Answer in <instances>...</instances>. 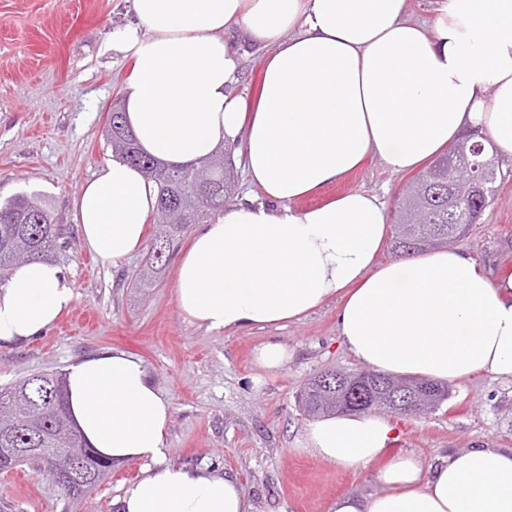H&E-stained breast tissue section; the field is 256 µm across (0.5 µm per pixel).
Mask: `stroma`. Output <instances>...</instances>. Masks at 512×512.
Listing matches in <instances>:
<instances>
[{
  "instance_id": "35a3bbf8",
  "label": "stroma",
  "mask_w": 512,
  "mask_h": 512,
  "mask_svg": "<svg viewBox=\"0 0 512 512\" xmlns=\"http://www.w3.org/2000/svg\"><path fill=\"white\" fill-rule=\"evenodd\" d=\"M132 17L131 0H0V204L22 192L47 202L64 230L53 260L75 294L45 335L0 346V387L122 349L143 360L171 403L169 461L234 476L251 512H329L338 496L383 493L376 478L382 461L351 470L303 448L309 419L298 405L300 391L320 372L361 369L340 341L335 302L283 327L211 332L176 304L177 257L146 288L135 272L149 249L117 268L86 249L73 200L112 157L105 122L132 61L108 38ZM499 169L493 203L457 243L492 275L512 269V158L500 159ZM407 179L370 156L294 206L313 209L353 190L390 206ZM272 338L287 345L290 359L266 371L255 352ZM392 424L390 457L408 453L429 464L452 448H512V381L478 375L452 383L440 409ZM146 469L141 460L114 465L95 492L75 499L25 464L0 472V512H118L116 499Z\"/></svg>"
}]
</instances>
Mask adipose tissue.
Here are the masks:
<instances>
[{
	"mask_svg": "<svg viewBox=\"0 0 512 512\" xmlns=\"http://www.w3.org/2000/svg\"><path fill=\"white\" fill-rule=\"evenodd\" d=\"M432 23L406 0H132L134 22L112 47L132 59L126 124L151 156L186 165L245 143L256 194L203 225L178 262L175 296L199 327L228 332L301 320L338 300L340 339L364 367L457 382L512 379V271L488 278L467 253L377 261L384 203L355 190L310 210L368 155L419 168L473 127L512 156V0H433ZM269 48L254 102L232 92L241 57L224 34ZM157 191L113 155L73 200L85 246L119 263L141 251ZM74 300L65 270L33 261L0 286V345L45 333ZM69 412L83 437L119 464L148 461L120 512H250L234 478L170 463L171 404L138 357L92 355L66 369ZM395 430L382 417L325 416L306 451L368 466ZM385 493L336 498L331 512H512V448L452 450L427 465L392 456Z\"/></svg>",
	"mask_w": 512,
	"mask_h": 512,
	"instance_id": "obj_1",
	"label": "adipose tissue"
}]
</instances>
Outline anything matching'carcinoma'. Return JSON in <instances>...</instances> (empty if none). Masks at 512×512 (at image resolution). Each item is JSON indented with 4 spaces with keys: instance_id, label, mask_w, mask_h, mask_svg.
<instances>
[{
    "instance_id": "carcinoma-1",
    "label": "carcinoma",
    "mask_w": 512,
    "mask_h": 512,
    "mask_svg": "<svg viewBox=\"0 0 512 512\" xmlns=\"http://www.w3.org/2000/svg\"><path fill=\"white\" fill-rule=\"evenodd\" d=\"M106 143L133 163L158 187V203L153 213L154 233L151 251L161 249V256H151L150 265L136 274L144 286L152 284L169 260L175 244L193 224H208L230 199L234 183L232 147L200 158L188 167L163 166L140 152L133 133L126 127L124 113L108 118ZM205 173L215 192L207 197L197 190L195 173ZM457 172L448 169L441 158L415 176L403 191L398 217L392 221V252L410 255L429 248H442L457 239L460 222L467 217L468 201L460 198L454 216H448V189L460 191ZM63 232L54 223L50 211L36 197L19 194L0 205V285L16 270L34 260H49L60 246ZM319 374L311 379L298 396V404L308 416L336 413V391L322 393ZM343 387L360 388L368 398L378 395L376 381L343 379ZM28 393L42 408V416L30 419L24 410L12 405V397ZM0 448L16 452L0 463L10 467L31 460L24 448H39L36 461L48 464L56 456L77 460L79 467L104 480L110 462L89 448L69 418L60 374L35 375L10 387L0 389Z\"/></svg>"
}]
</instances>
